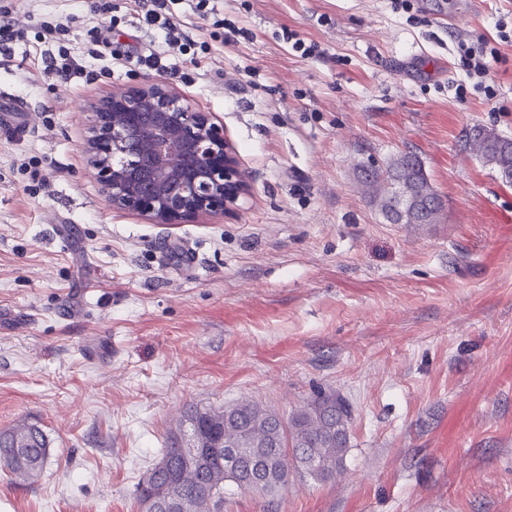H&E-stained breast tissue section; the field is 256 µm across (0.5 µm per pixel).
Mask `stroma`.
Returning a JSON list of instances; mask_svg holds the SVG:
<instances>
[{"label":"stroma","mask_w":512,"mask_h":512,"mask_svg":"<svg viewBox=\"0 0 512 512\" xmlns=\"http://www.w3.org/2000/svg\"><path fill=\"white\" fill-rule=\"evenodd\" d=\"M1 4L25 38L0 54V112L23 102L27 125L0 124V429L41 425L51 456L32 483L0 472V512H140L186 409L286 416L320 389L353 410L340 472L224 512H512V184L465 146L512 139V0H171L192 44L167 81L249 181L187 224L109 208L84 147L87 104L150 76L116 58L159 42L134 0ZM461 38L496 42L494 97L457 98ZM61 48L81 77L45 72ZM409 150L440 223L386 222L360 182Z\"/></svg>","instance_id":"obj_1"}]
</instances>
